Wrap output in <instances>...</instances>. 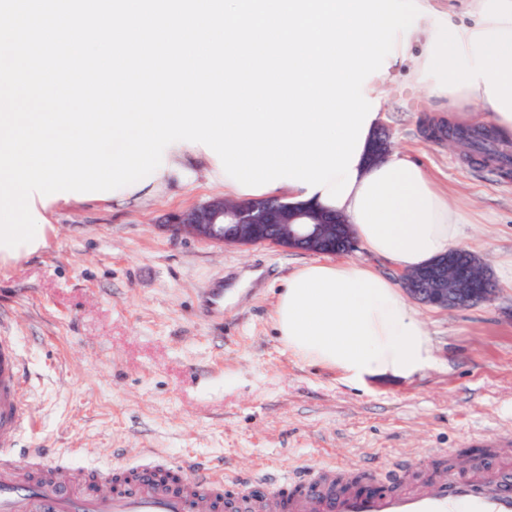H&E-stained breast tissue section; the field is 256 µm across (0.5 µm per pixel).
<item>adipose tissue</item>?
Returning <instances> with one entry per match:
<instances>
[{
  "mask_svg": "<svg viewBox=\"0 0 512 512\" xmlns=\"http://www.w3.org/2000/svg\"><path fill=\"white\" fill-rule=\"evenodd\" d=\"M446 19L465 40L488 29L512 31V0H470L463 15L450 11ZM447 100L457 123L469 121L465 108L470 105L487 115L499 137L512 139V119L491 104L484 85L460 88ZM164 154V172L141 189L116 194L114 204L153 198L169 184L189 185L201 174L223 185L226 201L248 202L202 147L177 145ZM370 154V148H363L356 182L334 209L353 236L370 254L405 272L455 249L459 213L426 168L398 150L376 160ZM273 321L293 357L335 369L352 384L375 375L410 378L434 362L430 335L398 283L362 262L317 259L302 265L279 292Z\"/></svg>",
  "mask_w": 512,
  "mask_h": 512,
  "instance_id": "ef3b65f1",
  "label": "adipose tissue"
}]
</instances>
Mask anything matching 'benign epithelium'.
Instances as JSON below:
<instances>
[{
	"label": "benign epithelium",
	"instance_id": "1",
	"mask_svg": "<svg viewBox=\"0 0 512 512\" xmlns=\"http://www.w3.org/2000/svg\"><path fill=\"white\" fill-rule=\"evenodd\" d=\"M165 224L175 234L187 232L218 245L270 244L329 256L354 248L348 225L340 217L279 198L230 206L224 197L214 196L169 214ZM403 287L414 300L444 309L487 301L494 292L485 267L461 263L455 253L404 274Z\"/></svg>",
	"mask_w": 512,
	"mask_h": 512
}]
</instances>
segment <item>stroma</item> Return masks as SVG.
<instances>
[{"instance_id": "1", "label": "stroma", "mask_w": 512, "mask_h": 512, "mask_svg": "<svg viewBox=\"0 0 512 512\" xmlns=\"http://www.w3.org/2000/svg\"><path fill=\"white\" fill-rule=\"evenodd\" d=\"M383 84L382 129L420 161L462 215L460 246L482 259L490 301L416 304L436 361L409 379L353 385L289 355L273 323L279 289L309 252L216 245L168 231L165 214L219 195L198 179L139 206L87 201L55 210L43 252L0 269V315L24 377L33 427L20 445L72 469L220 465L248 480L326 463L392 480L449 449L493 471L512 462L470 448L512 435V175L498 160L423 134L441 100L407 78Z\"/></svg>"}]
</instances>
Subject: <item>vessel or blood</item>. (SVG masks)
<instances>
[{"instance_id":"obj_1","label":"vessel or blood","mask_w":512,"mask_h":512,"mask_svg":"<svg viewBox=\"0 0 512 512\" xmlns=\"http://www.w3.org/2000/svg\"><path fill=\"white\" fill-rule=\"evenodd\" d=\"M21 361L0 336V512H512V478L402 471L389 485L339 479L335 467L244 484L223 468L187 469L146 459L79 477L57 471L38 449L15 448L31 421L21 400Z\"/></svg>"}]
</instances>
